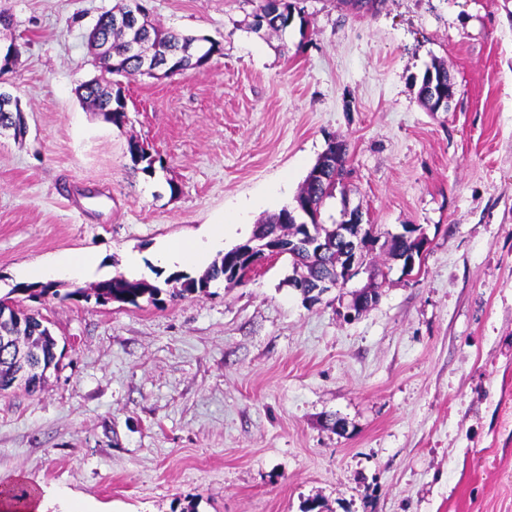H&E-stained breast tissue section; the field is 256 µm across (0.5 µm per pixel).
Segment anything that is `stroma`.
<instances>
[{"label": "stroma", "instance_id": "1", "mask_svg": "<svg viewBox=\"0 0 512 512\" xmlns=\"http://www.w3.org/2000/svg\"><path fill=\"white\" fill-rule=\"evenodd\" d=\"M117 0H0L19 44L0 87L26 130L0 133V296L63 253L163 285L154 254L249 205L242 235L292 205L329 142L379 233L419 228L420 264L374 250L346 319L304 301L292 260L182 299L28 301L58 365L0 393V489L47 512H512V0H297L305 27L253 25L260 0H145L150 20L220 50L199 69L123 80L127 119L77 95L87 36ZM457 84L431 112L419 80ZM164 160L136 171L130 140ZM430 69H433L434 75L436 79L442 74V77L445 81H448V92H445L442 87L434 88V79H431L429 84V88L427 93L432 97L434 102V110L435 112H446L448 111L451 103L454 101L456 94L454 93V89L456 87L455 81L448 75V69L443 64L433 65L432 68H428L421 80V85L418 91L419 98L421 102L427 107L425 100L422 98L424 87H423V79L430 72Z\"/></svg>", "mask_w": 512, "mask_h": 512}]
</instances>
